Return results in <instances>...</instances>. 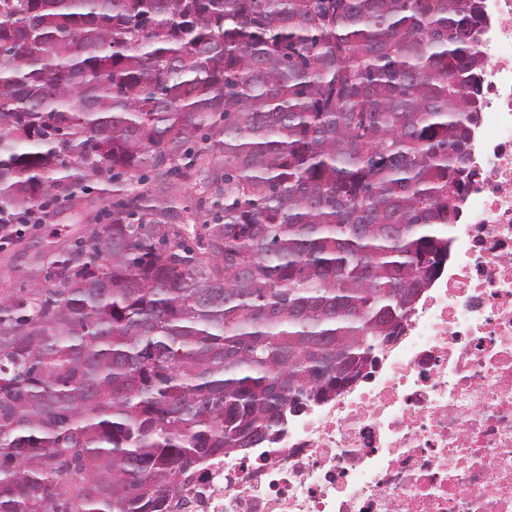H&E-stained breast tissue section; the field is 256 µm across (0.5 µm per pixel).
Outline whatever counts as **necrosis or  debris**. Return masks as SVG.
<instances>
[{"mask_svg":"<svg viewBox=\"0 0 512 512\" xmlns=\"http://www.w3.org/2000/svg\"><path fill=\"white\" fill-rule=\"evenodd\" d=\"M470 189L370 375L211 457L169 512H512V0H479Z\"/></svg>","mask_w":512,"mask_h":512,"instance_id":"4bbe7bcc","label":"necrosis or debris"}]
</instances>
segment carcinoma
<instances>
[{"label":"carcinoma","instance_id":"obj_1","mask_svg":"<svg viewBox=\"0 0 512 512\" xmlns=\"http://www.w3.org/2000/svg\"><path fill=\"white\" fill-rule=\"evenodd\" d=\"M475 0H0V512H167L336 396L448 260ZM181 181L195 206L159 199ZM48 221L34 228L31 225H23L26 251L24 254L16 256L7 267L2 264L4 270L10 276V280L17 289L31 288L30 286L39 282L40 286L45 285L42 275L36 277L37 266L34 263L36 256L47 251L58 238L75 239L82 235L84 226L87 224L83 217L76 214V209H59L52 205L47 208Z\"/></svg>","mask_w":512,"mask_h":512}]
</instances>
